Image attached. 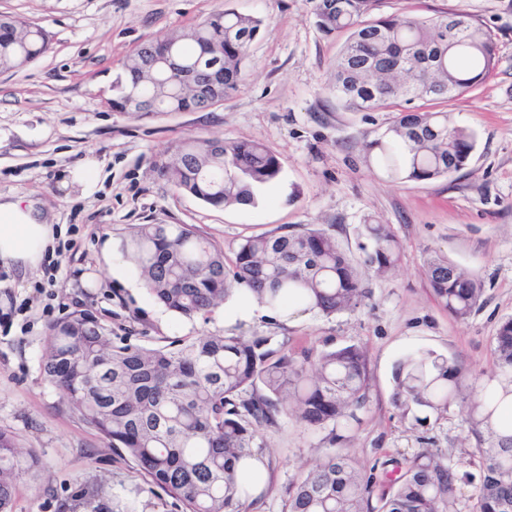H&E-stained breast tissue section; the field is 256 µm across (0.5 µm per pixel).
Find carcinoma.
I'll return each instance as SVG.
<instances>
[{
	"mask_svg": "<svg viewBox=\"0 0 512 512\" xmlns=\"http://www.w3.org/2000/svg\"><path fill=\"white\" fill-rule=\"evenodd\" d=\"M377 0H313L312 14L326 34L348 33L333 64L332 91L356 110L414 100L447 102L475 86L498 62L492 34L463 12L431 17L390 15L365 20ZM261 20L220 7L187 32L140 45L113 83L112 111H129L127 83L140 81L142 112H197L243 80L248 50ZM48 32L0 18V72L24 68L47 52ZM218 54L224 81L209 85L202 61ZM473 133L448 112L398 113L367 145L368 160L401 182L451 177L467 164ZM174 187L213 207L251 206L281 173L278 157L254 141L188 137L162 164ZM364 265L383 273L401 247L388 224L368 217L360 228ZM145 290L168 311L192 318L242 290L270 309L298 304L325 316L364 304L359 267L331 226L241 243L231 268L224 252L186 224H139L124 242ZM434 300L459 321L479 306L481 281L448 259L427 260ZM44 380L59 404L107 443L120 449L184 512H241L236 462L263 450L262 427L290 415L309 431H325L328 447L308 471L297 470L283 512H462L466 478L429 448L397 468L372 504L376 480L361 472L345 448L366 409L369 370L357 345L300 354L272 336L210 334L174 348L112 341L90 313L49 325ZM497 371L482 382L457 361L433 352L400 361L393 404L402 419L425 423L461 403L477 442L479 481L468 512H512V435L493 429L512 386V319L493 337ZM38 460L14 435L0 431V512H11L16 482Z\"/></svg>",
	"mask_w": 512,
	"mask_h": 512,
	"instance_id": "carcinoma-1",
	"label": "carcinoma"
}]
</instances>
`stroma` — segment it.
<instances>
[{"instance_id":"obj_1","label":"stroma","mask_w":512,"mask_h":512,"mask_svg":"<svg viewBox=\"0 0 512 512\" xmlns=\"http://www.w3.org/2000/svg\"><path fill=\"white\" fill-rule=\"evenodd\" d=\"M221 5L262 21L235 92L202 112L109 108L121 65L141 43L190 29ZM312 8L311 0H0V15L42 26L51 38L33 63L0 74V193L32 200L63 229L55 273L0 278V430L39 458L34 475L17 481L12 512H180L124 453L59 406L42 373L48 327L70 314L93 313L113 335L147 348L223 332V308L186 319L137 288L136 269L123 280L112 275L106 252L122 254L138 224L190 225L223 250L228 267L247 237L327 224L359 262L364 219L391 225L400 259L382 276L363 269L371 295L360 308L306 311L289 323L263 315L233 332L271 335L296 352L364 348L370 402L347 446L377 482L423 448L478 474L461 405L421 427L400 418L392 395L399 361L418 350L461 361L483 379L496 371L493 337L512 318V0H379V16L467 13L497 45L492 73L444 105L453 123L476 136L466 167L404 183L365 161L366 141L386 131L396 109L358 111L330 92L346 36L320 32ZM190 136L260 141L279 157L281 176L255 205L205 204L159 169ZM90 159L93 189L62 188ZM435 253L484 284L481 306L467 320L432 296L424 266ZM262 443L267 482L242 510L283 512L293 474L315 465L323 435L282 415L263 429ZM83 484L95 488L91 500L77 498Z\"/></svg>"}]
</instances>
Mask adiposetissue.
Segmentation results:
<instances>
[{
	"mask_svg": "<svg viewBox=\"0 0 512 512\" xmlns=\"http://www.w3.org/2000/svg\"><path fill=\"white\" fill-rule=\"evenodd\" d=\"M55 238L54 225L33 203L0 201V268L22 274L37 269Z\"/></svg>",
	"mask_w": 512,
	"mask_h": 512,
	"instance_id": "adipose-tissue-1",
	"label": "adipose tissue"
}]
</instances>
